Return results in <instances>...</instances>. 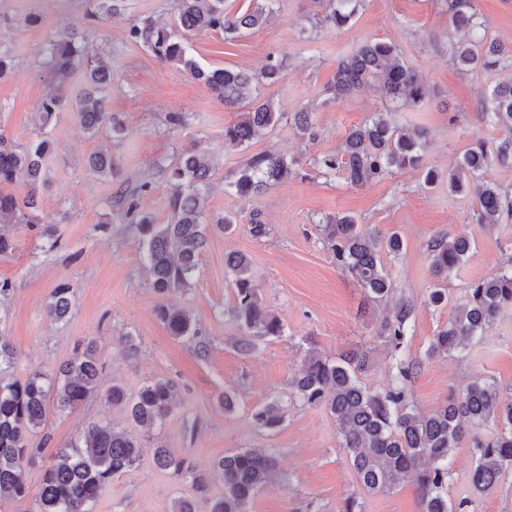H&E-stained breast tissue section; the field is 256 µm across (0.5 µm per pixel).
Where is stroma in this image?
Masks as SVG:
<instances>
[{
  "label": "stroma",
  "mask_w": 512,
  "mask_h": 512,
  "mask_svg": "<svg viewBox=\"0 0 512 512\" xmlns=\"http://www.w3.org/2000/svg\"><path fill=\"white\" fill-rule=\"evenodd\" d=\"M171 9V0H126L120 14L94 21L83 0H0V46L9 49L12 59L11 72L0 79V136L22 146L47 131L53 148L45 162L40 217L59 237L58 249L47 252L27 225H13L16 249L0 258V280L14 287L0 302V337L14 348L15 374L24 376L35 367L53 371L73 356L78 344L96 339L104 385L117 382L131 393L153 379L176 385L174 410L154 437L190 460L198 473L210 472L216 460L240 448L276 449L279 474L257 495L251 512H342L351 498L362 512H420L411 479L386 494L370 495L359 487L325 409L289 407L283 426L273 434L254 429L250 414L258 405L287 399L289 383L310 346L330 357L368 351L361 381L377 390L388 381L391 350L379 331L389 308L369 299L323 245L326 221L344 215L379 236L395 232L403 239V252L384 255L383 263L395 297L415 305L404 354L421 360L422 366L409 386L410 404L431 412L451 392L475 382L495 384L502 396L512 398L510 308L500 313L484 343L447 358L426 356L468 285L512 264V223H474L475 200L450 192L447 179L475 137L490 142L504 137V128L484 112L492 88L512 72L453 63L444 0H364L340 31L314 30V19L322 13L314 0H279L276 16L262 28L187 37L192 54L208 67L257 74L268 59L284 65L279 83L257 87L260 98L274 100L284 119L249 145L226 149L224 125L233 112L205 85L126 40L132 24L148 17L170 19ZM63 25L83 33L90 48L111 53L108 106L124 125V138L89 132L73 106L42 126L40 104L58 85L45 66L47 49ZM368 39L398 47L406 64L424 77L430 97L422 108L397 105L374 87L343 102L331 100L328 87L338 62ZM302 107L314 114L316 139L301 138L287 119ZM171 112L189 114V125L169 128ZM376 112L392 113L406 129L426 131L425 163L438 173L436 184L424 187L417 171H396L360 187L319 173L316 158L339 150L350 128ZM194 146L223 152L211 177L207 217L228 214L237 222L231 233L210 228L192 288L174 297L200 325L209 345L204 357L170 336L158 320L160 298L151 286L137 233L123 223L115 204L123 182L150 180L152 189L141 197L140 207L157 223H167L169 186L156 167L174 164ZM106 147L120 161V178L99 177L86 168L87 157ZM271 152L294 160V177L248 199L230 190L249 157ZM255 214L269 228L266 237L257 239L249 232ZM445 234L468 237L472 250L445 284L447 303L435 308L426 303L437 284L429 246ZM234 251L250 256L258 293L285 327L282 337L258 341L248 356L238 352L243 333L227 315L235 296L224 257ZM63 280L74 289V306L65 321L55 322L46 306ZM126 333L140 345L135 355L126 353ZM227 391L237 396L231 412L221 403ZM93 421L128 424L124 412L97 396L73 411L50 413L43 433L33 434L30 441L66 448ZM472 469L469 447L457 449L449 499L468 500L469 512H512V477L481 491L471 482ZM221 491L217 481L205 494L192 482H174L155 467L147 445L138 465L103 489L94 512H170L181 496L195 498L198 512H209Z\"/></svg>",
  "instance_id": "obj_1"
}]
</instances>
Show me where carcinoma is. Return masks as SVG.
Wrapping results in <instances>:
<instances>
[{"label": "carcinoma", "mask_w": 512, "mask_h": 512, "mask_svg": "<svg viewBox=\"0 0 512 512\" xmlns=\"http://www.w3.org/2000/svg\"><path fill=\"white\" fill-rule=\"evenodd\" d=\"M327 11L319 27L341 30L357 12L359 0H317ZM125 0H87L88 14L114 15ZM175 14L170 24L148 18L131 26L130 43L146 48L160 62L182 69L203 82L224 107L236 117L224 126V146L243 147L262 131L288 116L303 138L316 136L312 113L307 109L284 114L273 101L261 100L256 84L264 79L276 83L282 63L271 59L260 75L245 69L208 68L190 52L184 35L198 32L240 33L266 25L275 16L278 0H260L252 11L229 15L224 0H174ZM448 26L463 32L450 46L452 60L475 64L486 71L512 69V48L488 40L487 21L476 12L473 0H449ZM83 35L65 26L50 43L47 65L64 81L81 70L85 88L79 98V115L84 127L94 134L118 132L122 126L110 112L104 91L112 85L111 66L102 57L86 52ZM374 85L392 101L420 108L428 99V89L419 74L408 67L395 46L367 40L343 57L330 84V94L341 100L362 88ZM489 101L490 119L507 130V135L489 146L475 141L457 167L448 170V190L473 195L478 204L477 221L496 224L512 220V188L485 179L493 167H512V78L493 87ZM69 103L63 89L41 103V117L49 125ZM52 142L42 135L18 147L0 137V187L19 185L21 192L0 191V257H8L15 245L6 227L26 224L47 240L48 250L58 248L55 230L40 223V188L47 181L45 161ZM426 134H406L390 119L388 112H376L362 125L352 128L343 148L316 159L319 172L340 176L350 186L379 180L394 171L424 172L423 184L433 185L438 175L426 168ZM219 157L207 150L181 154L176 166L167 169L170 184L168 206L171 220L157 224L141 211L138 200L151 190L143 180L120 194L124 223L135 226L154 291L163 298L156 308L159 321L171 336L195 345L205 356L208 345L198 324L183 307L172 303L173 294L192 287L200 255L207 244L209 224L205 203L210 178ZM87 170L100 177L115 178L119 168L107 150L91 154ZM295 174L292 164L281 155H253L236 172L231 182L236 195L249 198ZM325 243L338 267L348 274L373 301H383L393 292V281L383 264V254L398 255L403 250L401 236L380 238L365 231L352 216H343L325 226ZM471 242L464 237L441 236L430 247L431 269L446 280L466 259ZM225 266L233 275L235 303L230 315L246 337L238 342L244 355L256 349L254 339L280 337L284 325L256 293L251 260L244 252L225 256ZM512 307V267L471 283L454 306L448 322L433 336L427 356L446 357L481 342L498 313ZM73 308V287L60 282L51 293L48 315L64 321ZM415 306L406 301L394 308L381 324L380 335L392 347L388 383L381 390L360 381L359 374L369 360L366 352L354 351L329 357L310 347L301 358L298 374L291 380L289 400L307 407L324 408L336 423L351 468L361 487L369 493L393 490L399 481L414 476L422 512H465L466 502L453 505L448 500L451 462L456 449L470 439L475 466L472 482L478 489H491L507 473H512V400L503 401L499 388L491 383H474L459 396L430 414L410 408L408 385L420 367L400 352L405 343ZM16 356L10 344L0 340V498L22 500L34 497L35 512H93L102 490L132 469L141 457L143 437L150 434L172 412L177 393L173 382L153 380L134 394L114 383L102 389L97 347L86 342L76 347L73 357L56 373L40 368L24 377L12 375ZM123 410L133 429H118L111 423L91 422L70 447L55 452L60 462L45 468L40 486L31 491L25 469L42 461L48 448L32 446L28 435L45 425L49 405L64 412L73 410L93 396ZM286 418V404L280 400L255 407L250 415L254 428L274 432ZM492 423L495 431L481 430ZM155 465L174 480L192 479L197 491L205 493L207 483L187 458L175 454L164 443L153 448ZM213 472L223 486L212 500L210 512H250L261 489L277 477L274 448H241L213 464Z\"/></svg>", "instance_id": "obj_1"}]
</instances>
